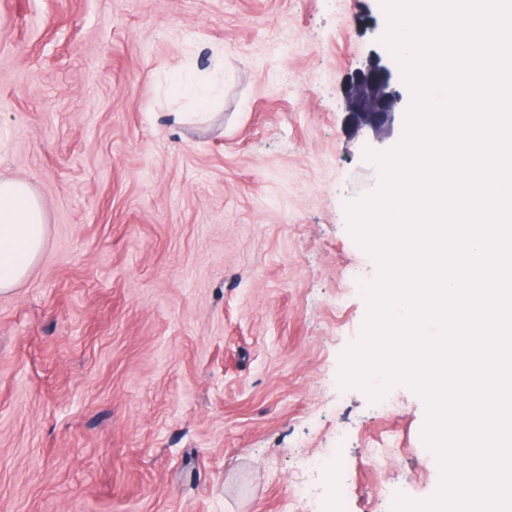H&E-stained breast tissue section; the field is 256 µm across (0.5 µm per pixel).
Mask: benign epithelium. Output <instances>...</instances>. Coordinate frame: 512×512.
Here are the masks:
<instances>
[{
  "label": "benign epithelium",
  "mask_w": 512,
  "mask_h": 512,
  "mask_svg": "<svg viewBox=\"0 0 512 512\" xmlns=\"http://www.w3.org/2000/svg\"><path fill=\"white\" fill-rule=\"evenodd\" d=\"M399 101L400 94L390 85V70L377 63L357 71L348 84L347 107L358 124L382 127Z\"/></svg>",
  "instance_id": "obj_1"
}]
</instances>
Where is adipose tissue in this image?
I'll list each match as a JSON object with an SVG mask.
<instances>
[{
    "instance_id": "1",
    "label": "adipose tissue",
    "mask_w": 512,
    "mask_h": 512,
    "mask_svg": "<svg viewBox=\"0 0 512 512\" xmlns=\"http://www.w3.org/2000/svg\"><path fill=\"white\" fill-rule=\"evenodd\" d=\"M46 215L39 197L21 180H0V292L23 280L39 258Z\"/></svg>"
}]
</instances>
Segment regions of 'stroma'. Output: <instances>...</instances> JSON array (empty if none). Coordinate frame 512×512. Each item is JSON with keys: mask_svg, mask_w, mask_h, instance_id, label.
Instances as JSON below:
<instances>
[{"mask_svg": "<svg viewBox=\"0 0 512 512\" xmlns=\"http://www.w3.org/2000/svg\"><path fill=\"white\" fill-rule=\"evenodd\" d=\"M387 24L381 0H0V179L47 214L0 293V512H393L436 493L424 399L340 382L379 275L347 207L412 102ZM377 58L401 95L379 130L346 106ZM195 69L210 105L172 93Z\"/></svg>", "mask_w": 512, "mask_h": 512, "instance_id": "obj_1", "label": "stroma"}]
</instances>
